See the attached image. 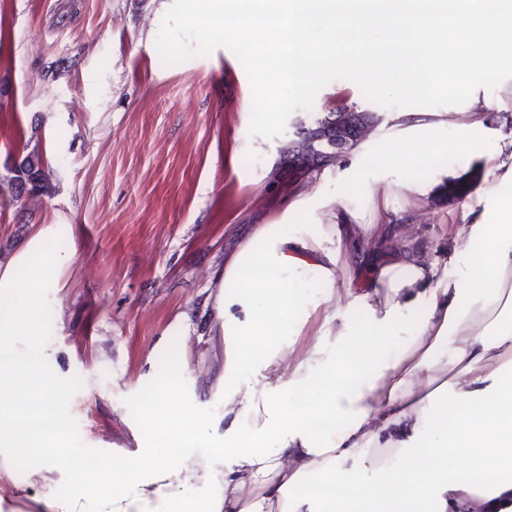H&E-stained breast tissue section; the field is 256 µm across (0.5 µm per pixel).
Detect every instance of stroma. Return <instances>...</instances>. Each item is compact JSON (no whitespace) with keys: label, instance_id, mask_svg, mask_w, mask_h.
I'll return each instance as SVG.
<instances>
[{"label":"stroma","instance_id":"1","mask_svg":"<svg viewBox=\"0 0 512 512\" xmlns=\"http://www.w3.org/2000/svg\"><path fill=\"white\" fill-rule=\"evenodd\" d=\"M171 0H0V256L20 248L32 228L53 224L72 261L57 287L41 292L40 339L49 383H63L64 433L49 454L53 468L19 467L0 453V512H50L68 484L121 471L154 432L139 413L156 380L175 373L200 413L224 412V339L209 333L205 305L211 271L231 241L252 225L278 222L294 235L327 223V203L350 197L363 215L385 211L390 223L415 225L433 257L466 266L479 251L454 252L447 235L463 219L450 180L486 183L494 176L479 152H512V101L478 88L489 102L483 130L457 146L460 106L439 107L437 138L410 137L396 112L367 101L336 79L312 109L294 112L272 139L251 131L252 89L235 55L165 65L156 38ZM67 60L61 75L52 63ZM342 104L375 113L360 147L300 191L281 185L279 149L299 124ZM413 155L388 168L390 144ZM39 151L54 171L55 192L19 204L5 190L11 157ZM383 194L371 197L375 180ZM424 203L411 209L414 193ZM285 344L302 348L298 324L334 298L307 274L288 287ZM189 324H182V317ZM183 358L186 368L173 369Z\"/></svg>","mask_w":512,"mask_h":512}]
</instances>
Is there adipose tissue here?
I'll return each mask as SVG.
<instances>
[{"instance_id":"adipose-tissue-1","label":"adipose tissue","mask_w":512,"mask_h":512,"mask_svg":"<svg viewBox=\"0 0 512 512\" xmlns=\"http://www.w3.org/2000/svg\"><path fill=\"white\" fill-rule=\"evenodd\" d=\"M488 194L492 207L468 202L454 241L483 245L480 267L449 272L417 245L411 227L386 223L374 211L337 201L334 221L302 236L278 224L254 225L212 275L213 330L224 338V415L201 420L198 404L183 398L176 378L160 386L153 418L157 430L130 455L111 489L75 482L70 497L87 512H324L343 504L364 512H412L420 499L429 512H495L493 501L512 499V483L488 473L472 483L457 457L496 456L512 464V164ZM56 233L37 227L25 246L0 258V451L21 465L56 466L43 454L49 433L63 422L62 390L34 397L32 379L44 371L46 352L33 339L34 299L56 285L72 256L56 254L48 267L18 275ZM262 268L280 291L259 305L244 285ZM312 271L336 295L305 351L276 343L288 329L283 307L293 278ZM361 311L359 321L351 314ZM404 341L389 353L395 336ZM28 337L18 348L16 337ZM325 404L303 405L312 384ZM340 423L334 436H316L315 422ZM179 437L213 443L224 462L221 483L206 507L189 494L198 479L178 456L164 453ZM374 448H400L391 465ZM318 475L332 488L319 496L308 483Z\"/></svg>"}]
</instances>
